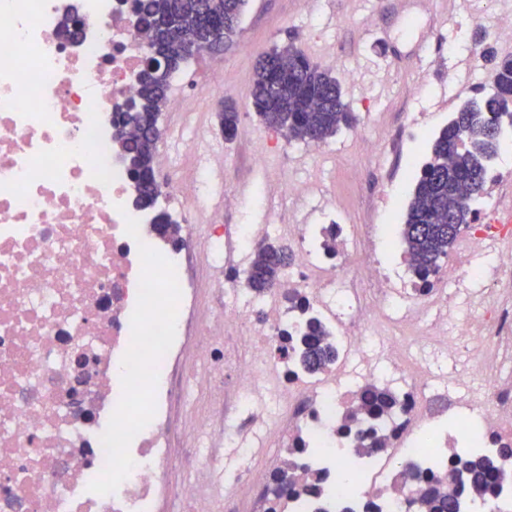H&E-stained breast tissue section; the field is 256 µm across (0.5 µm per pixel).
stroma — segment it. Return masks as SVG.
<instances>
[{
	"mask_svg": "<svg viewBox=\"0 0 512 512\" xmlns=\"http://www.w3.org/2000/svg\"><path fill=\"white\" fill-rule=\"evenodd\" d=\"M512 14V0H248L234 43L218 54L201 53L189 70L206 65L224 74V93L209 97L203 119L208 141L224 152V189L236 197L224 207L223 226L274 220L316 224L321 210L337 206L348 224H377L380 250L387 225L404 221L405 200L431 155L434 137L493 80L481 50L495 48V21ZM294 44L339 82L353 126L318 145L282 140L256 115L249 98L260 55ZM239 113L233 140L219 131V103ZM381 145L365 156L363 140ZM265 150L264 169L251 155ZM291 178L312 184L313 195L276 194Z\"/></svg>",
	"mask_w": 512,
	"mask_h": 512,
	"instance_id": "1",
	"label": "stroma"
}]
</instances>
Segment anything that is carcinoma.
I'll list each match as a JSON object with an SVG mask.
<instances>
[{
    "instance_id": "cac0c4a2",
    "label": "carcinoma",
    "mask_w": 512,
    "mask_h": 512,
    "mask_svg": "<svg viewBox=\"0 0 512 512\" xmlns=\"http://www.w3.org/2000/svg\"><path fill=\"white\" fill-rule=\"evenodd\" d=\"M247 0H210L207 13L197 0H138L140 33L168 59L169 68L140 73L138 104L126 115L125 124L137 127L139 142H122L128 154L129 177L139 191L137 201L152 207L159 192L154 173L155 136L165 107L168 90L176 74L192 58L185 52L184 36L202 42L212 38L225 42L238 33ZM273 63L261 58L253 74L250 97L257 116L269 128L288 139L320 143L351 124V113L342 101L336 78L310 62L290 46L272 50ZM495 77L490 91L478 102L465 106L435 137L430 160L417 177L401 229L405 253L418 275L425 279L438 272L463 227L474 223L475 202L483 195L489 163L497 154L501 137L512 129V55L491 57ZM288 264L286 248L268 242L256 250L249 266L250 287L264 292L280 279ZM302 320L296 334L289 336L292 350L309 372H315L338 358L336 348L324 344V326L310 306L294 303ZM369 414L380 416L393 400L373 389L364 391ZM453 471L455 489L442 492L432 488L425 501L427 512H473L476 504L502 491L499 469L488 456L454 450L447 459ZM337 488L355 485L358 473L352 461L337 472Z\"/></svg>"
}]
</instances>
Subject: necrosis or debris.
<instances>
[{"label": "necrosis or debris", "instance_id": "1", "mask_svg": "<svg viewBox=\"0 0 512 512\" xmlns=\"http://www.w3.org/2000/svg\"><path fill=\"white\" fill-rule=\"evenodd\" d=\"M133 2L0 0V512H157L161 492L184 512L252 499L256 512H274L269 476L253 460L228 478L223 456L204 453L212 417L174 421L188 385L218 406L233 388L245 413L225 421V443L253 428L288 475L291 449L335 447L346 424L373 435L358 487L327 495L313 484L303 512H406L425 492L413 470L452 487L435 461L456 440L512 445V222L503 219L512 172L492 177L450 264L425 282L408 257L385 262L376 225L337 223L333 208L322 224L237 225L244 250L280 237L293 254L244 309L233 299L250 292L246 271L223 264V212L198 204L210 174L195 140H182L162 190L190 219L177 238L134 204L113 137L145 50ZM68 13L83 20L70 43L56 36ZM203 224L215 233L201 242ZM202 293L229 302L220 312L186 305ZM297 297L338 348L340 366L320 376L282 345ZM461 298L468 311L445 330ZM230 328L247 360L225 350ZM425 349L461 358L462 382L447 385L415 362ZM262 387L279 396L277 419L256 400ZM366 387L393 398L383 420L367 414ZM180 467L189 480L162 482Z\"/></svg>", "mask_w": 512, "mask_h": 512}]
</instances>
